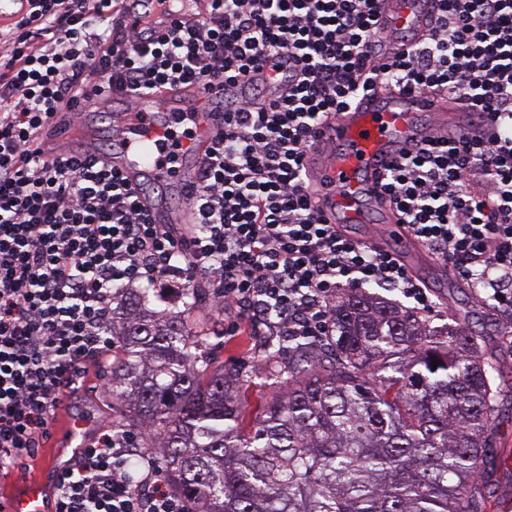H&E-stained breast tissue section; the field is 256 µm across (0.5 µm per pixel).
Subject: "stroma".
Listing matches in <instances>:
<instances>
[{
	"label": "stroma",
	"instance_id": "1",
	"mask_svg": "<svg viewBox=\"0 0 512 512\" xmlns=\"http://www.w3.org/2000/svg\"><path fill=\"white\" fill-rule=\"evenodd\" d=\"M406 268L424 287L435 304L429 326L438 328L463 318L479 332L486 356L498 367L495 378L501 395L495 412L493 446L488 451L482 489L488 512H512V312L476 301L473 291L437 263L430 253L407 252ZM193 334L204 335L199 353L213 367L237 370L243 379L251 407H258L271 393V377L265 353L266 336H245L229 341L208 306L196 308L188 319ZM110 364L90 362L77 392L68 396L63 417L81 420L90 428L112 417V400L104 392Z\"/></svg>",
	"mask_w": 512,
	"mask_h": 512
}]
</instances>
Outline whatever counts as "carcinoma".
I'll list each match as a JSON object with an SVG mask.
<instances>
[{
  "instance_id": "obj_1",
  "label": "carcinoma",
  "mask_w": 512,
  "mask_h": 512,
  "mask_svg": "<svg viewBox=\"0 0 512 512\" xmlns=\"http://www.w3.org/2000/svg\"><path fill=\"white\" fill-rule=\"evenodd\" d=\"M117 297L112 423L164 449L203 512H486L479 477L500 391L465 328L433 330L351 291L331 307V335L293 341L272 369L284 390L251 421L239 375L209 368L183 315L151 308L148 288Z\"/></svg>"
}]
</instances>
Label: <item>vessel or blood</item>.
Instances as JSON below:
<instances>
[{
  "mask_svg": "<svg viewBox=\"0 0 512 512\" xmlns=\"http://www.w3.org/2000/svg\"><path fill=\"white\" fill-rule=\"evenodd\" d=\"M426 0H384L379 16L383 36L406 32L419 38L429 25ZM246 97L248 80L206 91L178 86L136 97L112 89L90 92L79 104L83 112L112 115V168L132 186L174 183L179 193L191 191L196 172L214 135L222 126L219 100L227 94ZM455 105L447 95L410 93L383 83L370 88L360 102L330 116L310 149L306 165L309 190L328 221L363 218V202L376 194L374 174L382 163L399 157L427 133L416 119L426 113L444 127ZM154 223L183 224L185 212L171 211L148 194L139 196ZM1 512H54L47 481L36 479L23 492L5 497Z\"/></svg>",
  "mask_w": 512,
  "mask_h": 512,
  "instance_id": "obj_1",
  "label": "vessel or blood"
}]
</instances>
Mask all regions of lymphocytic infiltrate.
<instances>
[{
	"mask_svg": "<svg viewBox=\"0 0 512 512\" xmlns=\"http://www.w3.org/2000/svg\"><path fill=\"white\" fill-rule=\"evenodd\" d=\"M381 0H19L0 33V475L51 440L86 363L112 354V298L131 284L213 290L225 335L293 341L331 332L338 289L400 291L434 306L394 251L327 223L308 191L318 126L376 82L444 92L476 109L489 139L433 133L377 176L399 223L472 288L512 310V0H431V29L391 56ZM270 65L271 100L222 103L223 127L181 200L189 224L153 223L138 192L82 149L46 151L56 119L93 87L210 90ZM101 422L56 474L55 512H200L151 449Z\"/></svg>",
	"mask_w": 512,
	"mask_h": 512,
	"instance_id": "obj_1",
	"label": "lymphocytic infiltrate"
}]
</instances>
